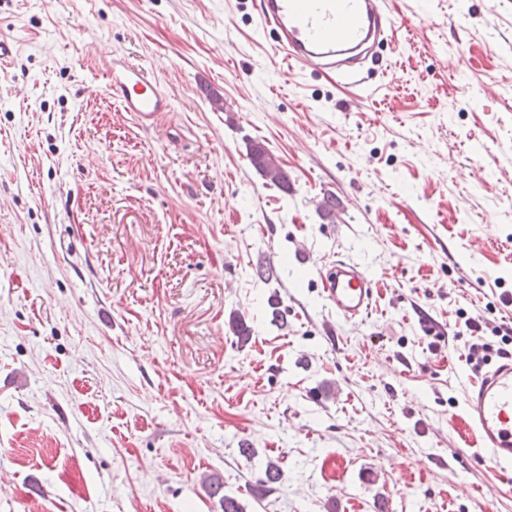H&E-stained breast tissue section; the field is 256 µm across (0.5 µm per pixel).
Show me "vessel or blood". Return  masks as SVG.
Masks as SVG:
<instances>
[{
    "label": "vessel or blood",
    "instance_id": "vessel-or-blood-1",
    "mask_svg": "<svg viewBox=\"0 0 512 512\" xmlns=\"http://www.w3.org/2000/svg\"><path fill=\"white\" fill-rule=\"evenodd\" d=\"M389 17L383 0H259L257 26L297 66L330 70L357 81V60L381 40ZM109 88L123 111L152 123L170 111L159 83L141 70H113ZM323 294L338 319L363 317L373 301L372 280L358 264L339 261L320 276ZM469 423L478 431L489 463L512 467V359L496 366L464 394Z\"/></svg>",
    "mask_w": 512,
    "mask_h": 512
}]
</instances>
